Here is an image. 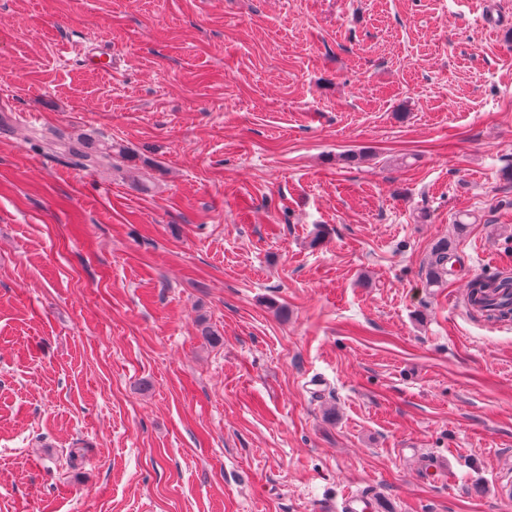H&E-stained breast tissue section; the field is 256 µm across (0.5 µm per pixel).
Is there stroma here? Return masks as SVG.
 Instances as JSON below:
<instances>
[{"label":"stroma","mask_w":512,"mask_h":512,"mask_svg":"<svg viewBox=\"0 0 512 512\" xmlns=\"http://www.w3.org/2000/svg\"><path fill=\"white\" fill-rule=\"evenodd\" d=\"M0 117V512H512V0H0ZM81 45L77 51L74 41H67L63 46L64 52L67 54L77 52L80 55L81 62L87 66L111 68L112 66V52L109 48L102 46H95L94 48L86 49ZM83 51V52H81ZM451 258L448 241H439L433 249L428 264L426 278L430 286H439L447 282V277L451 272V268L448 269ZM482 300L481 311L488 319L508 320L512 318V278L503 277L488 282L481 278L471 281L468 292L469 304Z\"/></svg>","instance_id":"stroma-1"}]
</instances>
